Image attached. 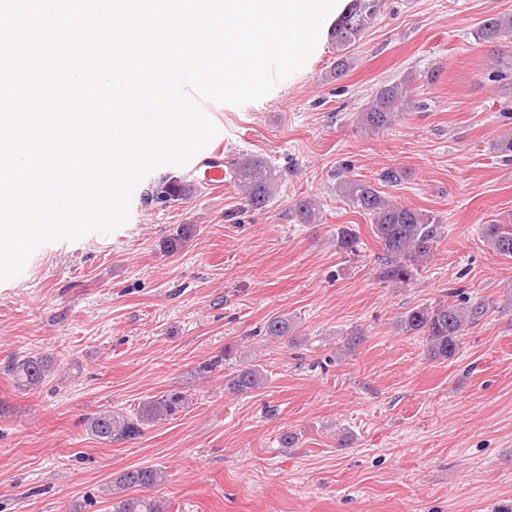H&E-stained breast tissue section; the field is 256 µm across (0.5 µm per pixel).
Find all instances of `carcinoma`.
<instances>
[{"mask_svg": "<svg viewBox=\"0 0 512 512\" xmlns=\"http://www.w3.org/2000/svg\"><path fill=\"white\" fill-rule=\"evenodd\" d=\"M380 0H348L328 36L336 49L334 74L338 77L354 63L353 51L376 19ZM477 38L491 44L512 39V15L486 19L477 31ZM490 82L512 84V59L496 57L486 71ZM406 78L380 88L357 115V127L374 132L392 125L401 113L417 107ZM227 174L248 207L263 210L276 199L281 188L277 170L263 157L242 154L225 162ZM191 184L181 178H168L156 188L160 203L171 204L186 199ZM336 193L348 206L370 218L372 233L383 252L380 279L391 285H407L417 279L437 245L445 237V225L432 213L396 203L369 182L345 177L336 184ZM291 214L301 224L319 222L321 207L313 197L303 196L290 207ZM195 231V225L183 224L176 234L163 243L164 251L174 254L181 250ZM336 251L356 255L359 237L347 225H339L332 233ZM481 237L489 249L512 258V224H484ZM486 308L469 303L466 298L441 301L434 306L418 305L405 311L397 321L404 334L420 335L425 339L427 356L431 360L453 358L461 347L465 328L482 317ZM295 324L286 315L275 316L265 324V336L279 340L293 333ZM53 370V361L46 356L15 358L7 365L8 375L19 390L39 387ZM265 369L259 363H244L224 375V387L235 394H250L266 382ZM189 398L186 392L171 389L153 396L138 405L133 414L102 409L85 420L88 433L104 444L134 439L143 429L161 420H168L185 409ZM166 473L156 466L134 467L122 472L104 489L110 496L112 512H163L159 501L135 496L140 488H151L165 481Z\"/></svg>", "mask_w": 512, "mask_h": 512, "instance_id": "obj_1", "label": "carcinoma"}]
</instances>
